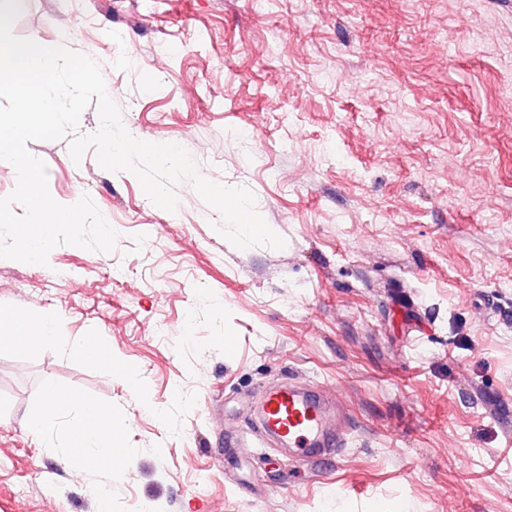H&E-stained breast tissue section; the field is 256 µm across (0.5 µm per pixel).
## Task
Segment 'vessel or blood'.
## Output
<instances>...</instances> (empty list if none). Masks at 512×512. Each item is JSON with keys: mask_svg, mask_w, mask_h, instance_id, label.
I'll return each instance as SVG.
<instances>
[{"mask_svg": "<svg viewBox=\"0 0 512 512\" xmlns=\"http://www.w3.org/2000/svg\"><path fill=\"white\" fill-rule=\"evenodd\" d=\"M256 432L263 442L281 443L298 461L315 466L337 456L352 427L346 413L316 385L291 381L266 391Z\"/></svg>", "mask_w": 512, "mask_h": 512, "instance_id": "vessel-or-blood-1", "label": "vessel or blood"}]
</instances>
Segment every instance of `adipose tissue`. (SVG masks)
I'll return each instance as SVG.
<instances>
[{
	"mask_svg": "<svg viewBox=\"0 0 512 512\" xmlns=\"http://www.w3.org/2000/svg\"><path fill=\"white\" fill-rule=\"evenodd\" d=\"M64 323L59 312L47 310L35 316L0 313V348L32 349L60 339ZM78 408L79 418L68 431V454L79 470L102 471V462L121 441L122 417L93 400L80 398L55 386H46L42 404L27 426L31 433H52L60 417Z\"/></svg>",
	"mask_w": 512,
	"mask_h": 512,
	"instance_id": "adipose-tissue-1",
	"label": "adipose tissue"
}]
</instances>
